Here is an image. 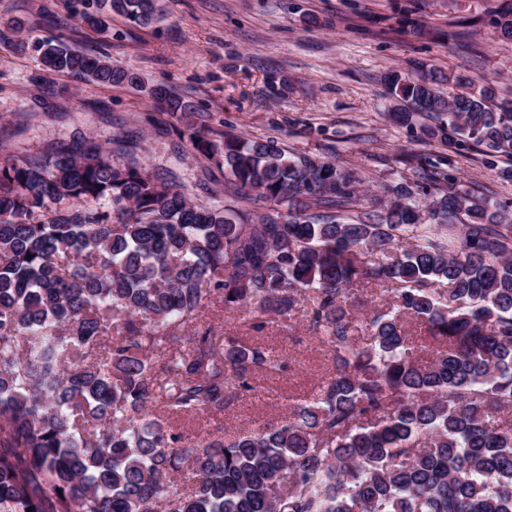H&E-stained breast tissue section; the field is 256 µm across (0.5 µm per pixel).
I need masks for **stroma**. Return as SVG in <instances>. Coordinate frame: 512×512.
<instances>
[{"mask_svg":"<svg viewBox=\"0 0 512 512\" xmlns=\"http://www.w3.org/2000/svg\"><path fill=\"white\" fill-rule=\"evenodd\" d=\"M164 18L142 27L115 14L86 23L85 0H0V163L59 139H106L122 130L136 140L151 174L173 171L198 196L223 190L206 179L189 148L166 134V115L148 94L163 83L206 124L250 137H276L293 151L335 158L364 185L411 183L419 160L460 177L468 188L489 187L512 214V179L485 167L477 154L459 156L438 143L411 141L389 120L379 77L411 60L491 82L512 100V41L490 28L457 41L446 38L459 14H481L494 0H160ZM319 23L306 25L305 15ZM53 24H42L43 16ZM424 27V36L395 32L398 18ZM60 40L103 55L137 73L139 87H103L43 70L39 45ZM27 124L16 136L17 124ZM261 344L288 359L287 371L259 382L213 420L179 419L174 431L195 437L245 433L292 415L333 369L332 355L302 311L271 317L255 330L240 312L210 309L197 323Z\"/></svg>","mask_w":512,"mask_h":512,"instance_id":"1","label":"stroma"}]
</instances>
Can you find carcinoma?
Instances as JSON below:
<instances>
[{
	"label": "carcinoma",
	"instance_id": "cac0c4a2",
	"mask_svg": "<svg viewBox=\"0 0 512 512\" xmlns=\"http://www.w3.org/2000/svg\"><path fill=\"white\" fill-rule=\"evenodd\" d=\"M100 7L159 20L158 0ZM485 21L512 39V0L448 21V39ZM40 60L98 86L141 83L61 42H43ZM381 81L390 120L420 141L478 152L490 169L512 161V101L493 84L393 68ZM150 95L204 176L224 175V195L148 174L117 130L0 164V512H512L503 207L430 162L423 182L385 184L378 209L345 217L363 193L343 167L190 123L191 105L164 84ZM372 284L390 306L365 317L361 347L351 307ZM301 302L334 359L313 400L246 435L174 432L171 419H218L288 366L192 324L220 305L261 330ZM407 316L442 347L429 364Z\"/></svg>",
	"mask_w": 512,
	"mask_h": 512
}]
</instances>
